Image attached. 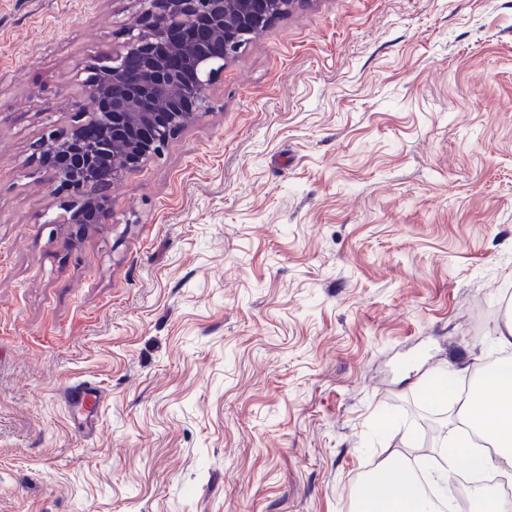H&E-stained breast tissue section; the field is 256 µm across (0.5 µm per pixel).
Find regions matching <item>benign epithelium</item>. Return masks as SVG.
<instances>
[{"instance_id":"benign-epithelium-1","label":"benign epithelium","mask_w":512,"mask_h":512,"mask_svg":"<svg viewBox=\"0 0 512 512\" xmlns=\"http://www.w3.org/2000/svg\"><path fill=\"white\" fill-rule=\"evenodd\" d=\"M300 0H141L119 52L89 68L75 124L37 144L57 190L68 193L70 224H100L106 189L156 156L204 110L215 75Z\"/></svg>"}]
</instances>
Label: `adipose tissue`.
<instances>
[{
  "mask_svg": "<svg viewBox=\"0 0 512 512\" xmlns=\"http://www.w3.org/2000/svg\"><path fill=\"white\" fill-rule=\"evenodd\" d=\"M497 342L504 357L486 371L467 395L451 387L437 389L441 400L457 407L450 431V453L436 470L434 481L447 485L458 461L469 471L495 470L512 479V318L498 329ZM355 512H435L432 501L411 486L407 466L383 461L353 492Z\"/></svg>",
  "mask_w": 512,
  "mask_h": 512,
  "instance_id": "adipose-tissue-1",
  "label": "adipose tissue"
}]
</instances>
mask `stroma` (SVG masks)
<instances>
[{"label": "stroma", "mask_w": 512, "mask_h": 512, "mask_svg": "<svg viewBox=\"0 0 512 512\" xmlns=\"http://www.w3.org/2000/svg\"><path fill=\"white\" fill-rule=\"evenodd\" d=\"M140 9L0 0V512H351L512 312V0H300L63 223L37 144Z\"/></svg>", "instance_id": "obj_1"}]
</instances>
